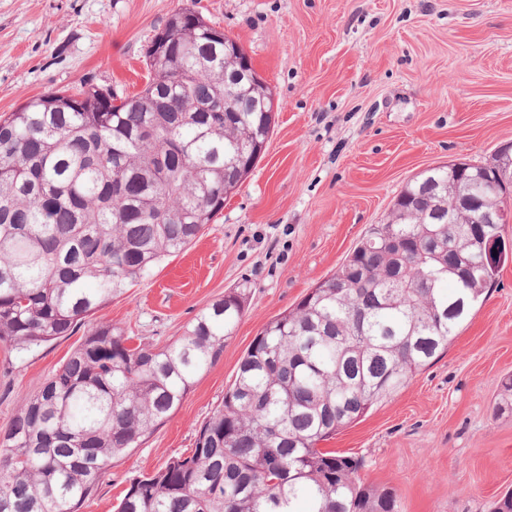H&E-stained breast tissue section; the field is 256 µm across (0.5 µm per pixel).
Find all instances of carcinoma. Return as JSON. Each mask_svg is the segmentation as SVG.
I'll return each mask as SVG.
<instances>
[{"mask_svg": "<svg viewBox=\"0 0 512 512\" xmlns=\"http://www.w3.org/2000/svg\"><path fill=\"white\" fill-rule=\"evenodd\" d=\"M233 39L174 13L149 77L117 99L91 82L0 119V343L29 351L86 334L0 434V512H79L112 464L179 407L245 313L233 290L161 347L93 319L126 284L181 252L224 209L267 146L260 80L224 102ZM512 169L493 156L466 175ZM459 174L400 191L329 279L272 319L240 361L195 448L134 479L117 512H397L361 460L319 448L395 397L448 349L499 272L503 224L448 222ZM512 206V184L485 194ZM496 237L487 256L480 236Z\"/></svg>", "mask_w": 512, "mask_h": 512, "instance_id": "obj_1", "label": "carcinoma"}]
</instances>
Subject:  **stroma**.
Instances as JSON below:
<instances>
[{"mask_svg":"<svg viewBox=\"0 0 512 512\" xmlns=\"http://www.w3.org/2000/svg\"><path fill=\"white\" fill-rule=\"evenodd\" d=\"M191 7L247 51L281 104L266 150L185 250L102 317L157 346L233 289L245 314L170 418L102 476L80 512H113L131 480L188 455L264 326L330 278L425 169L512 142V0H0V115L84 81L120 96L146 49ZM83 331L20 353L0 344V432ZM512 257L447 352L324 449L360 458L399 512H491L512 491Z\"/></svg>","mask_w":512,"mask_h":512,"instance_id":"obj_1","label":"stroma"}]
</instances>
